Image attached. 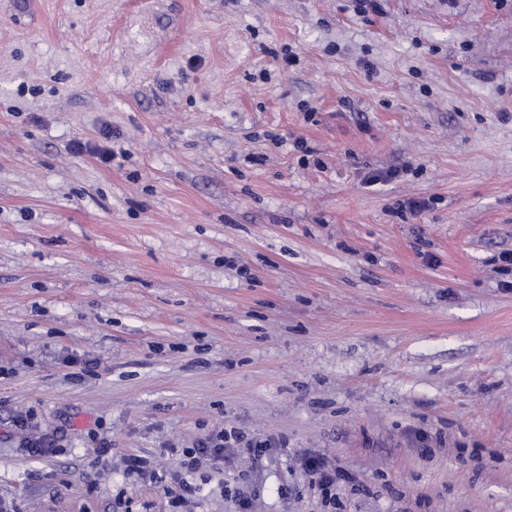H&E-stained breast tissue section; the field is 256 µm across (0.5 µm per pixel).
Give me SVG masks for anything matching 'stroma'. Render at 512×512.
Returning <instances> with one entry per match:
<instances>
[{
	"instance_id": "35a3bbf8",
	"label": "stroma",
	"mask_w": 512,
	"mask_h": 512,
	"mask_svg": "<svg viewBox=\"0 0 512 512\" xmlns=\"http://www.w3.org/2000/svg\"><path fill=\"white\" fill-rule=\"evenodd\" d=\"M379 5L0 0L14 512H169L231 427L282 446L202 460L184 512H512V0ZM279 440L272 437H249L248 434L231 428L221 430L202 439L197 448H192L184 455L180 469L185 475L196 470L201 459L211 461L224 460V457L231 454L247 453L251 455H262L272 448H281ZM300 466L309 479V487L318 492L325 503L336 505V480H350L351 476L331 465L325 457L315 453L304 454Z\"/></svg>"
}]
</instances>
